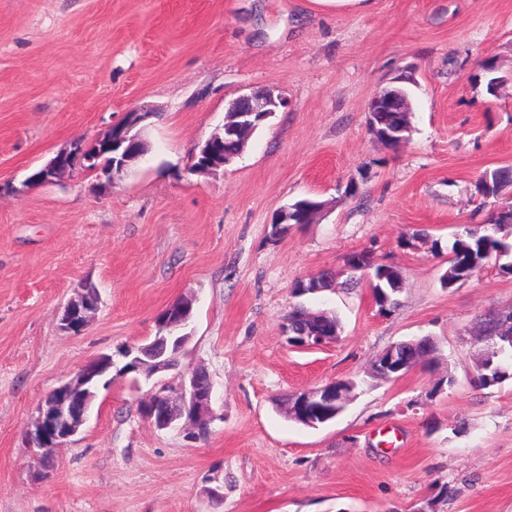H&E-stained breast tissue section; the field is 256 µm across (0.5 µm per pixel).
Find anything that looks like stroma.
Returning <instances> with one entry per match:
<instances>
[{
    "label": "stroma",
    "instance_id": "obj_1",
    "mask_svg": "<svg viewBox=\"0 0 512 512\" xmlns=\"http://www.w3.org/2000/svg\"><path fill=\"white\" fill-rule=\"evenodd\" d=\"M405 68L411 129L390 149L367 106ZM257 89L283 106L234 162L187 174L228 102ZM143 105L148 153L123 179L76 169L25 187ZM506 165L512 0H0V512H512V378L474 384L492 350L481 317L512 311V252L440 283L455 234L500 204L476 183ZM305 198L325 204L314 223L275 227ZM361 250L402 274L390 311L368 284L345 285ZM323 271L337 288L294 297ZM87 283L99 306L65 332L58 313ZM180 297L195 300L190 339L158 380L209 372L219 418L206 436L143 420L151 384L131 373L34 467L43 397L154 335ZM298 303L339 318L334 343L289 345L281 323ZM423 336L435 364L373 373L379 353ZM341 378L358 386L330 423L281 410Z\"/></svg>",
    "mask_w": 512,
    "mask_h": 512
}]
</instances>
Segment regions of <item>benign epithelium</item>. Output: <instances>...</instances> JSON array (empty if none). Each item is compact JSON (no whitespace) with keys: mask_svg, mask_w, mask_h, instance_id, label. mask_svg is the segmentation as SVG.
Returning a JSON list of instances; mask_svg holds the SVG:
<instances>
[{"mask_svg":"<svg viewBox=\"0 0 512 512\" xmlns=\"http://www.w3.org/2000/svg\"><path fill=\"white\" fill-rule=\"evenodd\" d=\"M282 99L270 91H254L243 94L232 100L227 111L237 113L244 123H251L255 115L269 116L276 112ZM377 112H397L409 116L408 99L396 90L380 87L369 99L367 113L375 118ZM149 118V111L140 107L134 110V119L112 126L107 135L98 139L100 143L112 146L115 157L112 158V177L115 182L126 175L125 168L129 158L123 157L120 149L140 143L133 129L137 122ZM237 131L231 119L224 122V133L214 134L198 145L196 155L202 158L197 165L188 168L191 174H203L213 171L229 163L224 158V138ZM409 128L395 123L382 130L381 144L404 143L407 139L405 132ZM93 145L73 144L72 151L76 152L78 168L91 173L101 171L97 164L98 157L91 153ZM70 151V152H72ZM70 152L56 154L44 167L27 178L29 184L52 183L64 173L72 170L69 163ZM195 299H181L173 302L166 309V317L157 325L154 341L145 347L136 345L130 347V352L136 357L138 369L151 367L152 373L169 371L176 365L183 346L188 340V334L183 332L189 325L191 311ZM98 308V302L87 292L80 291L76 297L69 300L62 308L61 327L73 333L83 331L89 321V315ZM336 341V335L313 332L309 336L299 337L300 345L311 348ZM421 342L427 347L405 342L396 344L398 347H408L412 357L397 359L395 348L390 353H381L377 359L376 368L380 375L405 374L424 363L437 349L436 342L423 338ZM102 363L90 360L67 382L52 390L41 402L39 413L29 434V447L33 450V459L39 460L44 456H54L71 437L78 434L88 419L94 393L91 388L95 378L100 375ZM214 384L207 372L200 368H189L176 386L162 385L158 390L143 401L145 412L143 418L152 422L159 429H167L184 417L199 432L208 430V426L217 418L212 408ZM349 399V390L343 385L331 383L315 391L295 395L289 402L287 413L295 418L303 419L307 424L316 426L318 421H327L329 416H337Z\"/></svg>","mask_w":512,"mask_h":512,"instance_id":"7a95c632","label":"benign epithelium"}]
</instances>
